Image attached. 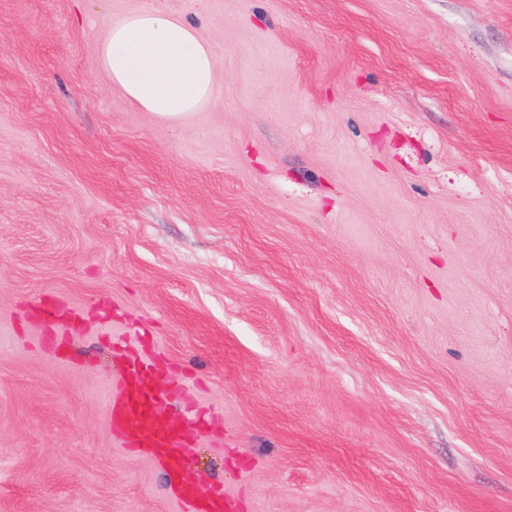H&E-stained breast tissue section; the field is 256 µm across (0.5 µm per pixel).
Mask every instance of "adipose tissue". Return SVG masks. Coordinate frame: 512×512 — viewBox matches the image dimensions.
<instances>
[{"mask_svg":"<svg viewBox=\"0 0 512 512\" xmlns=\"http://www.w3.org/2000/svg\"><path fill=\"white\" fill-rule=\"evenodd\" d=\"M99 60L114 85L160 120H180L212 96L209 46L189 23L149 7L109 23Z\"/></svg>","mask_w":512,"mask_h":512,"instance_id":"obj_1","label":"adipose tissue"}]
</instances>
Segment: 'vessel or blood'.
Segmentation results:
<instances>
[{
  "mask_svg": "<svg viewBox=\"0 0 512 512\" xmlns=\"http://www.w3.org/2000/svg\"><path fill=\"white\" fill-rule=\"evenodd\" d=\"M158 388V381L149 367L133 364L126 373L125 399L119 411L124 435L130 444L157 458L172 474L182 471L180 448L187 433L176 419L168 418L149 409L148 402ZM184 500L193 505L194 512H231L228 498L212 494L197 499L193 489H186Z\"/></svg>",
  "mask_w": 512,
  "mask_h": 512,
  "instance_id": "obj_1",
  "label": "vessel or blood"
}]
</instances>
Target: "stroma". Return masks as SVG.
<instances>
[{"label": "stroma", "mask_w": 512, "mask_h": 512, "mask_svg": "<svg viewBox=\"0 0 512 512\" xmlns=\"http://www.w3.org/2000/svg\"><path fill=\"white\" fill-rule=\"evenodd\" d=\"M149 6L179 122L100 70ZM512 512V0H0V512ZM102 72L142 111L178 121L212 96L216 60L196 30L149 7L110 22L100 46ZM157 388L158 381L149 367L138 363L131 365L125 376V399L119 418L133 448L150 453L170 474L179 475L182 472L180 448L187 432L179 427L176 419L148 408V401ZM196 494L189 486L186 487L184 501L191 506V510L195 512H231L232 506L228 498L223 495L211 494L198 502Z\"/></svg>", "instance_id": "1"}]
</instances>
